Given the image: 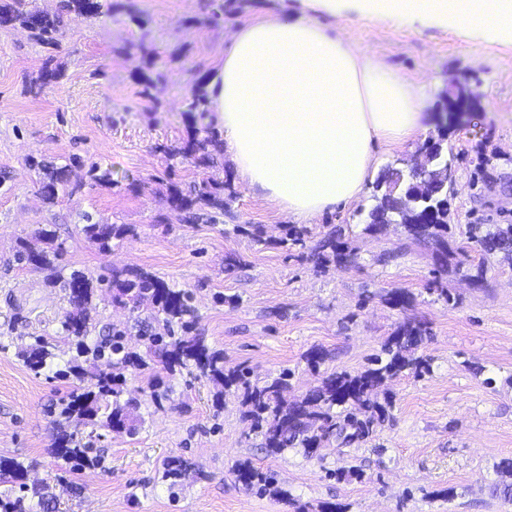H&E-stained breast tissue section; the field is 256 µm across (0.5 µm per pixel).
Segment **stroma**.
<instances>
[{"label": "stroma", "instance_id": "stroma-1", "mask_svg": "<svg viewBox=\"0 0 512 512\" xmlns=\"http://www.w3.org/2000/svg\"><path fill=\"white\" fill-rule=\"evenodd\" d=\"M101 2V15L72 17L52 47L21 24L0 27V458L29 465V483H49L55 512H293L297 504L320 512L325 503L338 512H512V501L493 491L512 480L503 470L512 461V254L485 253L467 238L472 224H512V42L490 33L464 40L418 21L381 25L350 10L337 15V33L422 86L428 134L445 132L458 192L448 200L446 264L431 246L411 242L402 225L368 230L359 213L371 204L367 187L312 221L308 246L334 228L355 252L354 262L322 268L282 245L293 218L237 180L232 161L211 168L159 149L214 130L212 119L184 112L183 99L208 82L230 33L256 19L299 16L301 0H237L218 25L207 23L201 0ZM144 41L156 50L150 66L139 51ZM48 58L64 77L33 95L28 88ZM454 82L473 92V111L446 115L442 94ZM74 157L72 180L97 163L111 168V185L45 201L31 160L63 165ZM223 176L237 190L231 218L176 219L169 182ZM86 214L134 233L99 250L81 232ZM238 224L262 225V242L235 232ZM43 228L66 246L64 274L146 271L192 290L196 328L226 365L246 366L259 380L292 370L293 394L308 392L318 374L370 367L409 316L428 324L415 354L431 371L380 388L393 406L371 440L342 452L326 443L312 459L298 448L267 454L236 398H217L206 379L171 377L157 404L142 378L126 393L138 432L102 430V467L70 472L51 444L72 383L34 373L17 357L42 334L56 336L62 360L76 354L58 334L64 291L14 261L20 241L38 246ZM231 255L241 267L227 269ZM442 288L454 303L439 296ZM396 289L409 293L408 306L388 302ZM314 349L324 354L315 372L305 360ZM172 455L190 465L175 496L161 479ZM243 461L273 473L277 494L238 482L231 469ZM342 466L357 467L362 478L328 477Z\"/></svg>", "mask_w": 512, "mask_h": 512}]
</instances>
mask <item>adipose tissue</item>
<instances>
[{"mask_svg": "<svg viewBox=\"0 0 512 512\" xmlns=\"http://www.w3.org/2000/svg\"><path fill=\"white\" fill-rule=\"evenodd\" d=\"M295 18L232 32L207 85L224 150L256 195L309 222L355 200L374 175V146L428 130L423 93L361 55L318 13L376 22H440L512 39V0H305Z\"/></svg>", "mask_w": 512, "mask_h": 512, "instance_id": "1", "label": "adipose tissue"}]
</instances>
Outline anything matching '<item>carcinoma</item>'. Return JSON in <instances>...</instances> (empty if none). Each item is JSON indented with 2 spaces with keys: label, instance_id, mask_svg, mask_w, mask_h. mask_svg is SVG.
<instances>
[{
  "label": "carcinoma",
  "instance_id": "carcinoma-1",
  "mask_svg": "<svg viewBox=\"0 0 512 512\" xmlns=\"http://www.w3.org/2000/svg\"><path fill=\"white\" fill-rule=\"evenodd\" d=\"M233 5L234 0H221L219 4L209 0L203 5L208 22L219 24L224 20V11ZM100 9L99 0H61L59 9L50 14L27 8V0H0V26L19 21L37 42L53 46L56 33L71 16H96ZM63 77V71L52 66V59L48 58L38 78L30 85V92L38 95ZM183 105L185 111L205 118L209 112L205 86L196 85ZM158 149L171 159H194L214 168L224 157V140L213 132L201 138L194 135L179 145L160 144ZM88 176L94 185L112 184V171L97 163L90 166ZM413 183L414 180L403 175L400 169H389L381 174L375 183L367 230H376L384 224H400L412 242L430 245L437 254L445 256L448 254V209L438 206L430 212L428 204L423 202L411 209L403 208L402 196ZM82 186L81 182L71 184L68 165L53 168L40 180L41 194L49 203L57 199L59 192L73 194ZM167 192L170 207L185 223L194 224L209 212L212 221L217 214L235 219L227 203L236 195L229 179H211L186 187L171 182ZM84 218L86 224L81 232L102 250L111 248L112 240L133 234L125 224L93 223L88 214ZM480 229L479 225L475 227L471 239L484 251L512 250V224H496L494 230L483 235L478 234ZM309 235L308 228L293 226L286 230L281 243L303 249ZM38 239L43 247L37 250L25 241L20 242L15 262L44 274L45 280L54 284L61 279L64 244L57 241L53 231L43 228L38 231ZM310 256L322 267L331 262L348 263L355 258L353 250L334 230L311 250ZM99 288L112 289L113 302L129 308L135 318L132 326H114L107 334L91 341L89 311ZM65 290L69 309L60 321V333L75 342L77 356L67 363L66 369H58L55 374L59 377L71 374L77 379L62 409V414L77 428L121 425L127 432H134L131 401L122 399L127 377L134 378L142 370L159 368L173 372L179 368L195 371L198 376L221 386L219 398L226 392L232 393L239 401L244 420L249 422L250 431L261 437V447L268 454L277 455L298 447L312 457L331 439L341 446L366 441L374 425L383 421L387 409L392 407L389 401H379L377 389L405 372L416 377L430 372V364L414 356V349L428 337L427 325L416 318H408L387 337L382 345V356L375 359L373 366L357 373H330L305 395L295 396L291 394L289 370L261 382L252 379L245 366H227L224 355L212 349L205 337L195 332L193 294L185 288H172L148 273L129 276L114 270L112 278L97 280L74 272L65 280ZM133 329L144 341L146 351L142 355L127 347L126 336ZM19 356L25 366L37 374L52 370L58 358L55 337H34V342L21 350ZM52 452L72 463L75 473L102 463L92 442H84L64 430L56 433ZM27 472L28 468L22 463L0 458V484L16 486L20 492L18 496L12 492L1 496L0 512H34L38 506L43 509L50 506L45 488H28L24 482ZM186 472L187 460L172 456L164 465L162 480L173 490L182 485ZM233 473L239 482L261 495L277 491L274 477L249 462L239 463ZM30 496L37 499V503L29 502Z\"/></svg>",
  "mask_w": 512,
  "mask_h": 512
}]
</instances>
